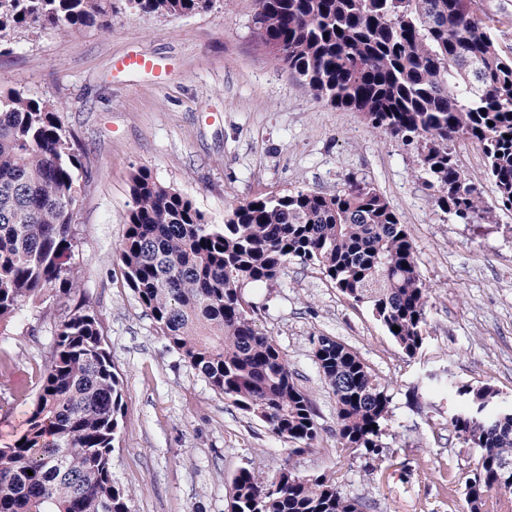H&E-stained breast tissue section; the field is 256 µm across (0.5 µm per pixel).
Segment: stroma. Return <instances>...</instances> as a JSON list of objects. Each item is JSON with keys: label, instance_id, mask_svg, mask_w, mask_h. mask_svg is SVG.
I'll return each instance as SVG.
<instances>
[{"label": "stroma", "instance_id": "35a3bbf8", "mask_svg": "<svg viewBox=\"0 0 512 512\" xmlns=\"http://www.w3.org/2000/svg\"><path fill=\"white\" fill-rule=\"evenodd\" d=\"M254 11V0H216L209 11L177 18L126 14L106 31L23 29L0 51V92L54 101L93 158L70 259L77 290L24 303L0 329V446L22 433L54 331L82 301L99 316L123 382L112 479L130 491V512H227L231 479L242 468L268 477L284 469L333 476L367 512H463L475 457L447 424L453 400L445 384L487 383L512 400V211L497 206L481 146L460 141L459 164L496 221L466 224L445 213L424 182L417 144L314 99L258 49ZM473 11L498 19L493 36L512 54V0H476ZM130 54L153 59L155 72H116L114 61ZM140 167L215 224L231 205L260 195L333 194L353 181L375 186L411 237L430 290L422 349L407 357L366 305L298 260L271 283L247 285L258 325L287 353L316 407L315 448L293 452L212 390L128 288L118 246L130 177ZM320 336L357 352L386 382L388 460L340 455L334 398L312 353ZM431 374L437 385L414 396V385Z\"/></svg>", "mask_w": 512, "mask_h": 512}]
</instances>
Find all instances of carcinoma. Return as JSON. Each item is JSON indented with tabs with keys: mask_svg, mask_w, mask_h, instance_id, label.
I'll list each match as a JSON object with an SVG mask.
<instances>
[{
	"mask_svg": "<svg viewBox=\"0 0 512 512\" xmlns=\"http://www.w3.org/2000/svg\"><path fill=\"white\" fill-rule=\"evenodd\" d=\"M215 0H0V45L20 29H108L123 13L185 16ZM258 45L275 53L315 99L362 113L384 133L424 143L421 170L437 204L462 221L492 222L449 144H480L498 205L512 210V57L473 17L470 0H255ZM493 125H488V122ZM92 160L57 106L0 93V324L23 302L76 288L68 265ZM132 203L119 246L126 284L170 346L211 388L278 439L304 451L319 427L281 346L256 324L247 284L278 278L292 258L318 267L365 304L409 357L421 349L428 289L415 248L384 196L352 183L328 195L304 189L259 196L211 224L192 201L146 168L131 175ZM398 326L400 331L392 330ZM313 354L336 403L337 447L384 461L388 387L346 345L320 336ZM464 401L448 423L476 453L465 512H491L512 491V406L489 385L449 384ZM123 383L100 318L76 306L55 330L23 443L0 447V512H129L112 481ZM33 475H28V471ZM232 512H365L325 475L284 470L273 479L242 468Z\"/></svg>",
	"mask_w": 512,
	"mask_h": 512,
	"instance_id": "cac0c4a2",
	"label": "carcinoma"
}]
</instances>
